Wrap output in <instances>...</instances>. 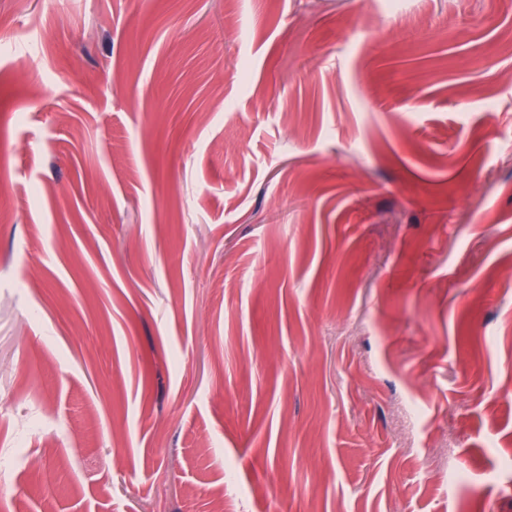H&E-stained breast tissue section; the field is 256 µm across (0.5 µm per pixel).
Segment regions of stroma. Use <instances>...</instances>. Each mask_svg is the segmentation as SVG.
Returning a JSON list of instances; mask_svg holds the SVG:
<instances>
[{
  "mask_svg": "<svg viewBox=\"0 0 512 512\" xmlns=\"http://www.w3.org/2000/svg\"><path fill=\"white\" fill-rule=\"evenodd\" d=\"M511 27L0 0V512H512Z\"/></svg>",
  "mask_w": 512,
  "mask_h": 512,
  "instance_id": "1",
  "label": "stroma"
}]
</instances>
